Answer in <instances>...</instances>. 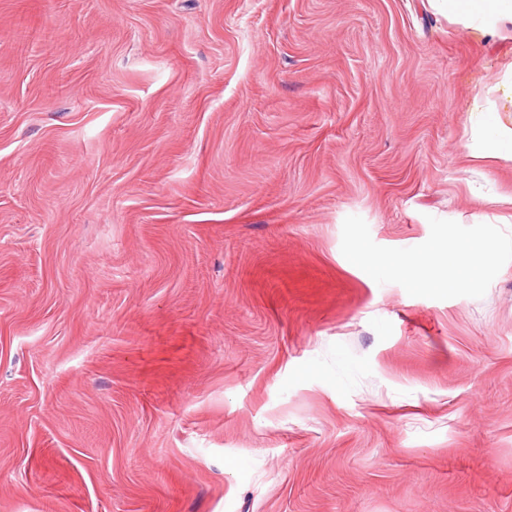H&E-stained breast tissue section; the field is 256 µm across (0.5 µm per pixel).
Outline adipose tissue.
Returning <instances> with one entry per match:
<instances>
[{
    "instance_id": "adipose-tissue-1",
    "label": "adipose tissue",
    "mask_w": 512,
    "mask_h": 512,
    "mask_svg": "<svg viewBox=\"0 0 512 512\" xmlns=\"http://www.w3.org/2000/svg\"><path fill=\"white\" fill-rule=\"evenodd\" d=\"M448 12L466 26L492 31L504 20H512V0H448ZM484 258L479 251L464 243L452 239L447 248H434L425 255H416L407 261L393 258L386 259L387 268L395 274H413L420 268L448 266L451 275H440L425 279L424 284L430 288L449 287L451 280L478 281Z\"/></svg>"
}]
</instances>
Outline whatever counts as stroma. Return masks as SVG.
Returning a JSON list of instances; mask_svg holds the SVG:
<instances>
[{"label": "stroma", "mask_w": 512, "mask_h": 512, "mask_svg": "<svg viewBox=\"0 0 512 512\" xmlns=\"http://www.w3.org/2000/svg\"><path fill=\"white\" fill-rule=\"evenodd\" d=\"M509 74L437 0H0V512H512ZM494 113H478V121L472 126L473 132H475L476 125H480L482 130L489 136H494L497 131V139L494 142V156H488L482 154V157H503L507 159L512 158V130L502 129L496 122ZM355 258L362 263L385 264L390 271L398 275L415 274L420 268L427 266L439 268L444 263L447 264L448 259L452 279L468 280L473 283H477L484 261L481 252L455 239H448V254L447 251L436 247L428 254L416 255L402 262L394 258L382 260L370 257L358 248L355 250Z\"/></svg>", "instance_id": "35a3bbf8"}]
</instances>
